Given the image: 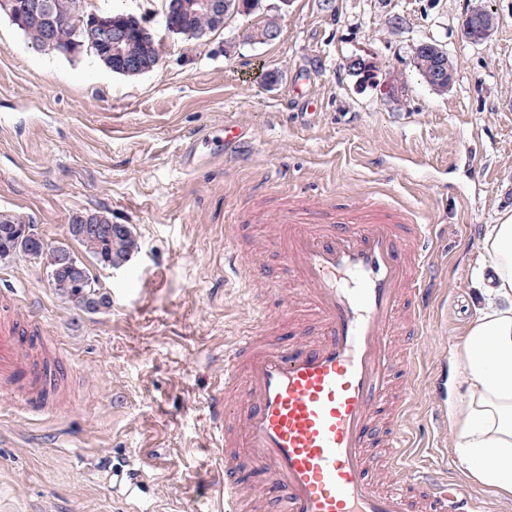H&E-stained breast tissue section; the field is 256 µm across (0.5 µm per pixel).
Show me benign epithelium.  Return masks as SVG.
<instances>
[{"label":"benign epithelium","instance_id":"1","mask_svg":"<svg viewBox=\"0 0 512 512\" xmlns=\"http://www.w3.org/2000/svg\"><path fill=\"white\" fill-rule=\"evenodd\" d=\"M180 10L188 14H204L214 24L221 25L226 19L239 13L238 3L234 0H182L178 4ZM41 12L46 15L49 22L48 37L56 43L71 42L69 29L78 28L83 23L98 27L101 31V48L115 60L119 61V67L113 69L116 74L132 67L138 66V61L129 52L131 35L154 41L156 32L144 20L132 14L112 15L110 13H98L88 11L78 17V20L70 23H61L52 16L51 6L48 0H0V12H5L16 17L22 10ZM495 20L491 13L483 10L479 13L470 12L462 21V32L465 38L472 42H482L488 39L494 31ZM434 53L436 68L433 87L447 89L453 85L454 71L449 66L448 52L437 44L421 43L414 49V55L420 53ZM47 276H52L56 268L67 267L78 273L80 268L73 253L65 248L56 249L45 260Z\"/></svg>","mask_w":512,"mask_h":512}]
</instances>
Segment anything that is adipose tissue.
<instances>
[{"label": "adipose tissue", "mask_w": 512, "mask_h": 512, "mask_svg": "<svg viewBox=\"0 0 512 512\" xmlns=\"http://www.w3.org/2000/svg\"><path fill=\"white\" fill-rule=\"evenodd\" d=\"M480 248V304L451 366L462 387L455 448L481 484L512 495V212L487 226Z\"/></svg>", "instance_id": "1"}]
</instances>
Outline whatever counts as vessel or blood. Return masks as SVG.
Segmentation results:
<instances>
[{
	"instance_id": "1",
	"label": "vessel or blood",
	"mask_w": 512,
	"mask_h": 512,
	"mask_svg": "<svg viewBox=\"0 0 512 512\" xmlns=\"http://www.w3.org/2000/svg\"><path fill=\"white\" fill-rule=\"evenodd\" d=\"M224 151L246 155L252 140L225 124ZM322 198L295 191L274 211L268 248L276 264H256L226 234L224 261L246 283L276 285L292 324L291 343L248 331L224 352L206 396L212 450L223 462L224 512H240L241 475L260 476L274 512H471L458 484L418 477L402 463L404 403L419 374L416 349L394 365L392 339L418 331L437 268L427 227L412 209L367 197L317 223ZM50 331L35 309L0 294V399L32 415L59 410L70 362L45 351ZM386 466L394 490L373 476Z\"/></svg>"
}]
</instances>
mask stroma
I'll return each instance as SVG.
<instances>
[{"instance_id": "stroma-1", "label": "stroma", "mask_w": 512, "mask_h": 512, "mask_svg": "<svg viewBox=\"0 0 512 512\" xmlns=\"http://www.w3.org/2000/svg\"><path fill=\"white\" fill-rule=\"evenodd\" d=\"M478 4L495 29L474 43L461 24ZM84 5L147 21L159 61L118 75L89 52L37 46L0 17V211L52 243L67 242L72 216L103 211L129 225L138 249L117 268L86 259L112 297L95 313L52 288L43 260L0 261V289L38 310L75 366L55 413L0 401V512H216L202 400L224 350L257 304L267 339L292 341L277 295L225 283V220L233 210L249 219L240 244L250 249L272 234L277 196L298 186L342 202L383 189L430 225L437 282L407 400L410 464L470 486L478 512H512V496L461 465L442 410L457 397L450 350L476 317L479 240L512 211V0H291L265 43L243 41L237 17L200 41L168 33L165 0ZM424 41L447 50L451 88L416 76ZM355 58L367 73L349 69ZM228 121L249 129L248 158L208 143ZM270 170L280 179L253 195ZM123 461L146 472L134 500L99 472Z\"/></svg>"}]
</instances>
